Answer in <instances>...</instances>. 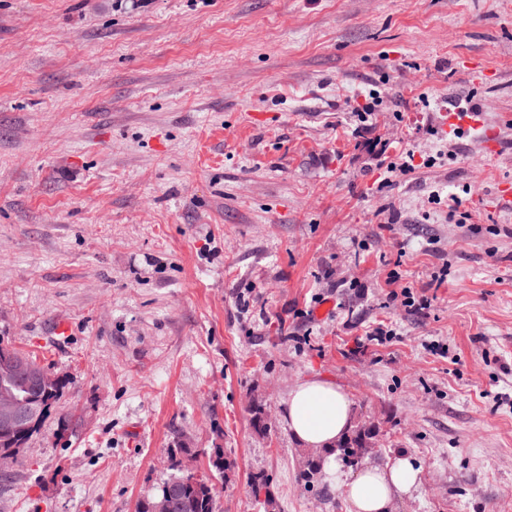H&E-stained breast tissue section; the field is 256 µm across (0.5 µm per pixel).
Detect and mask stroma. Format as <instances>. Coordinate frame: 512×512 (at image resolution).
I'll return each instance as SVG.
<instances>
[{
	"label": "stroma",
	"instance_id": "obj_1",
	"mask_svg": "<svg viewBox=\"0 0 512 512\" xmlns=\"http://www.w3.org/2000/svg\"><path fill=\"white\" fill-rule=\"evenodd\" d=\"M506 182L512 0H0V345L69 380L0 512H136L177 448L235 461L224 512H263L257 471L276 512H348L353 469L298 479L315 376L374 425L365 465L418 462L392 512H512ZM249 487L255 500L262 505L266 512H274L277 500L268 474L259 471L249 476ZM261 497H263L261 499Z\"/></svg>",
	"mask_w": 512,
	"mask_h": 512
}]
</instances>
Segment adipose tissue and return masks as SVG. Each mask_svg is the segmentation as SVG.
<instances>
[{
	"label": "adipose tissue",
	"mask_w": 512,
	"mask_h": 512,
	"mask_svg": "<svg viewBox=\"0 0 512 512\" xmlns=\"http://www.w3.org/2000/svg\"><path fill=\"white\" fill-rule=\"evenodd\" d=\"M288 428L306 448H327L353 427L350 399L336 383L311 378L298 383L284 403ZM420 468L415 459L397 455L383 467H366L341 488L349 512H390L395 498L417 486Z\"/></svg>",
	"instance_id": "ef3b65f1"
}]
</instances>
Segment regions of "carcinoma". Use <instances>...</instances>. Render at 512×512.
Masks as SVG:
<instances>
[{
    "label": "carcinoma",
    "mask_w": 512,
    "mask_h": 512,
    "mask_svg": "<svg viewBox=\"0 0 512 512\" xmlns=\"http://www.w3.org/2000/svg\"><path fill=\"white\" fill-rule=\"evenodd\" d=\"M30 359V356L0 347V395L13 398L22 408H34L28 421V428L10 430L0 427V453H8L19 457L27 440L35 433L48 414L53 403L60 397L67 380H60L58 386L50 391L38 389L34 385L17 379L11 371V363L17 359ZM373 438V429L370 426H361L340 440L330 450H307L300 455L299 480L305 486L311 487L321 480L325 459L336 456V459L347 467L354 468L361 462ZM210 465L224 479H229L234 473L235 462L224 454L223 449H214L210 457ZM185 474L174 475L163 482L159 492L165 487L176 484L178 497L183 506L176 512H222L218 492L211 476L201 474V480L193 483H180ZM249 487L255 500L262 505L265 512H276L277 500L272 487V480L263 471L249 476Z\"/></svg>",
    "instance_id": "1"
}]
</instances>
